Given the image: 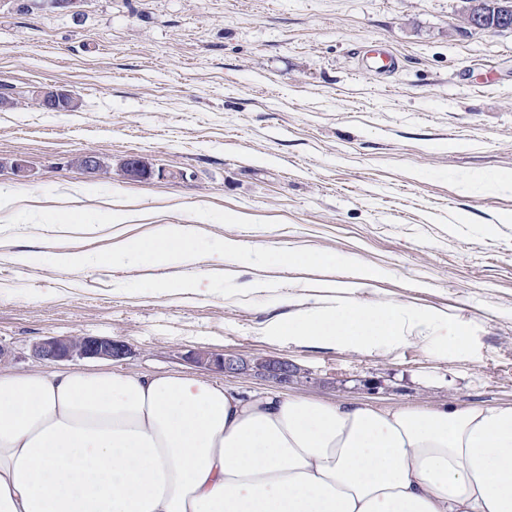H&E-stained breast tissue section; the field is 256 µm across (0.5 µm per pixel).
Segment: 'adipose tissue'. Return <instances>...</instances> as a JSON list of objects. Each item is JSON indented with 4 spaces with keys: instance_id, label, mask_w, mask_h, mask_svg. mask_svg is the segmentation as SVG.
<instances>
[{
    "instance_id": "1",
    "label": "adipose tissue",
    "mask_w": 512,
    "mask_h": 512,
    "mask_svg": "<svg viewBox=\"0 0 512 512\" xmlns=\"http://www.w3.org/2000/svg\"><path fill=\"white\" fill-rule=\"evenodd\" d=\"M194 224L131 237L113 265L236 263ZM333 304L272 334L394 350L432 314L369 306L358 266ZM0 512H512V405L373 407L244 392L183 373L0 367Z\"/></svg>"
}]
</instances>
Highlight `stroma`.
I'll return each mask as SVG.
<instances>
[{"instance_id": "1", "label": "stroma", "mask_w": 512, "mask_h": 512, "mask_svg": "<svg viewBox=\"0 0 512 512\" xmlns=\"http://www.w3.org/2000/svg\"><path fill=\"white\" fill-rule=\"evenodd\" d=\"M460 0H0V189L64 224L130 215V235L208 215L245 253H335L319 272L224 266L204 296L153 292L175 267L113 268L106 234H52L0 210V348L42 369L49 336L113 338L117 373H185L207 350L249 362L248 392L426 409L512 404V29L464 27ZM389 50L383 74L373 54ZM73 94L44 109L32 89ZM97 154L103 173L83 174ZM137 156L150 178L125 176ZM24 161L29 176L13 174ZM90 252L81 271L50 254ZM364 265L368 305L435 314L394 352L271 335ZM462 344H454L455 332ZM285 358L281 385L255 368Z\"/></svg>"}]
</instances>
